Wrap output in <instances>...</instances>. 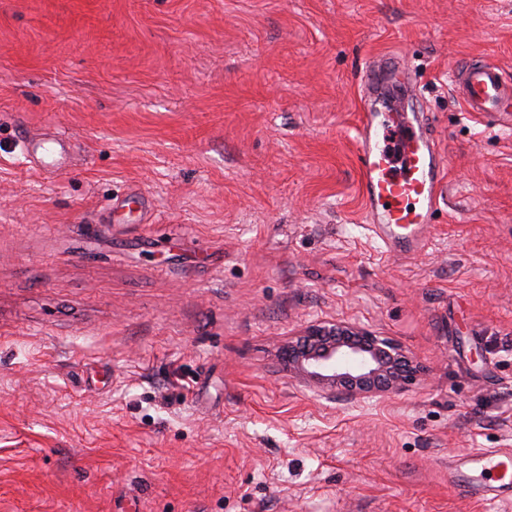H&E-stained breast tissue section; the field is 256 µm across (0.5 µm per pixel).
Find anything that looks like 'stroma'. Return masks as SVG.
Returning <instances> with one entry per match:
<instances>
[{"label": "stroma", "mask_w": 512, "mask_h": 512, "mask_svg": "<svg viewBox=\"0 0 512 512\" xmlns=\"http://www.w3.org/2000/svg\"><path fill=\"white\" fill-rule=\"evenodd\" d=\"M405 56L447 170L385 254L355 163L361 71ZM512 0H0V512H512ZM65 137L63 172L26 145ZM347 321L425 373L354 402L289 336ZM454 84L469 112L492 114L512 112V84H507L499 66L486 59H474L456 70ZM469 477L454 480L458 492L464 497H479L485 501L495 500L501 487L512 482V454L510 452L490 451L474 448L467 455ZM487 477L505 482L500 486L490 485Z\"/></svg>", "instance_id": "1"}]
</instances>
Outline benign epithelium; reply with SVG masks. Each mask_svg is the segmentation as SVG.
<instances>
[{"label":"benign epithelium","mask_w":512,"mask_h":512,"mask_svg":"<svg viewBox=\"0 0 512 512\" xmlns=\"http://www.w3.org/2000/svg\"><path fill=\"white\" fill-rule=\"evenodd\" d=\"M280 356L297 382L351 401L398 392L421 373L396 339L348 322L311 324L288 339Z\"/></svg>","instance_id":"obj_1"}]
</instances>
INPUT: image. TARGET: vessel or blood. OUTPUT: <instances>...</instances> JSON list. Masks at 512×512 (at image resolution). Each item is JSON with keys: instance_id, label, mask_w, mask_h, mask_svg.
I'll use <instances>...</instances> for the list:
<instances>
[{"instance_id": "1", "label": "vessel or blood", "mask_w": 512, "mask_h": 512, "mask_svg": "<svg viewBox=\"0 0 512 512\" xmlns=\"http://www.w3.org/2000/svg\"><path fill=\"white\" fill-rule=\"evenodd\" d=\"M362 81L367 95L356 148L366 221L386 251L408 256L418 246L417 229L439 209L445 168L424 113L405 109L417 96L405 58L370 62ZM454 84L468 111L512 112V84L493 61L471 60L455 71ZM466 458L469 474L454 482L462 496L492 501L498 483L512 482L511 453L475 448Z\"/></svg>"}]
</instances>
